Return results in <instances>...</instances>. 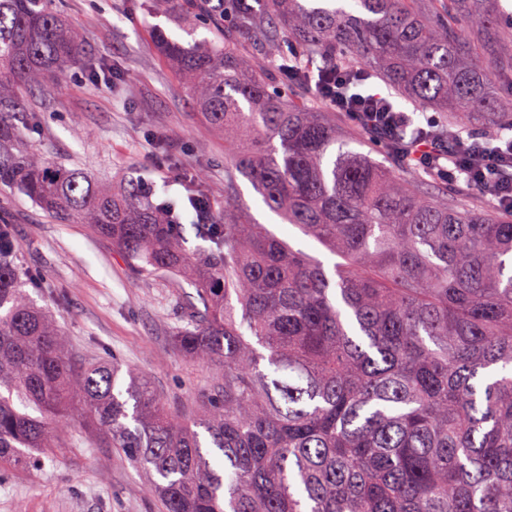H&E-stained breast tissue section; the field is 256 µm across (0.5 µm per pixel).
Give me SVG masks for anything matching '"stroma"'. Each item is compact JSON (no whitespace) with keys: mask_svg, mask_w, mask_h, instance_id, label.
Masks as SVG:
<instances>
[{"mask_svg":"<svg viewBox=\"0 0 512 512\" xmlns=\"http://www.w3.org/2000/svg\"><path fill=\"white\" fill-rule=\"evenodd\" d=\"M84 34L59 87L40 93L23 137L47 157L67 158L102 183L134 178L154 193H203L224 208V137L200 117L192 96L155 50L152 26L170 28L149 0H56ZM252 219L333 267L337 258L285 223L240 180ZM26 267L63 291L45 295L76 364L117 361L147 379L181 417L204 404L218 368L183 357L173 341L192 288L170 277L133 274L129 261L88 224L48 217L27 198L0 197ZM72 421L58 449L25 470H0V512H161L145 476L114 448H91Z\"/></svg>","mask_w":512,"mask_h":512,"instance_id":"35a3bbf8","label":"stroma"}]
</instances>
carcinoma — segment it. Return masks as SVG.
Wrapping results in <instances>:
<instances>
[{
  "label": "carcinoma",
  "instance_id": "carcinoma-1",
  "mask_svg": "<svg viewBox=\"0 0 512 512\" xmlns=\"http://www.w3.org/2000/svg\"><path fill=\"white\" fill-rule=\"evenodd\" d=\"M174 8L193 41L158 28L154 42L224 134V211L194 196L201 244L184 246L173 199L132 179L101 187L23 142L30 94L58 87L84 42L54 0H0V193L90 224L135 271L195 289L174 337L221 372L184 421L130 369L77 368L0 219V467L49 454L78 400L162 512H512V210L404 156L380 164L361 151L377 130L298 99L316 69L362 68L441 113L424 130L450 151L508 139L512 24L494 0ZM202 26L212 37L194 38ZM265 68L294 78L273 85ZM241 178L343 262L329 272L254 223Z\"/></svg>",
  "mask_w": 512,
  "mask_h": 512
}]
</instances>
